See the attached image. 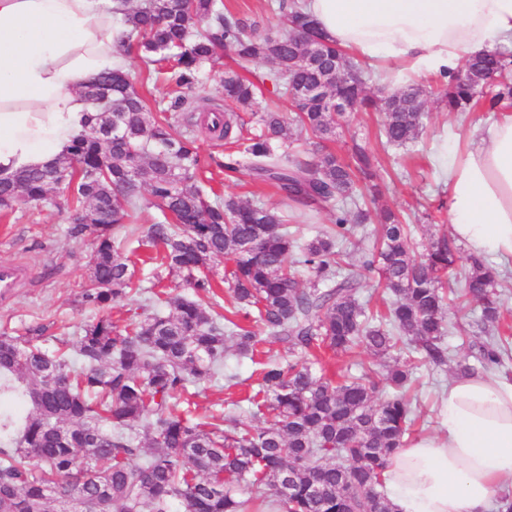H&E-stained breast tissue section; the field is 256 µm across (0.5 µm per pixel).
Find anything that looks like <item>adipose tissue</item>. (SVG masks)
<instances>
[{
  "mask_svg": "<svg viewBox=\"0 0 512 512\" xmlns=\"http://www.w3.org/2000/svg\"><path fill=\"white\" fill-rule=\"evenodd\" d=\"M119 0H0V173L53 163L86 124L80 94L128 67L114 35ZM331 43L377 69L438 76L491 42L512 44V0H303ZM441 161L451 235L476 256H512V113L467 131ZM433 437L408 439L382 479L392 512H489L512 487V376L454 379Z\"/></svg>",
  "mask_w": 512,
  "mask_h": 512,
  "instance_id": "1",
  "label": "adipose tissue"
}]
</instances>
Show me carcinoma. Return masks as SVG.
Here are the masks:
<instances>
[{
    "label": "carcinoma",
    "instance_id": "carcinoma-1",
    "mask_svg": "<svg viewBox=\"0 0 512 512\" xmlns=\"http://www.w3.org/2000/svg\"><path fill=\"white\" fill-rule=\"evenodd\" d=\"M281 28L224 15L223 0H139L124 11L121 47L136 50L147 77L172 87L158 112L148 107L130 73L114 69L83 90L90 106L87 129L75 135L58 162L0 177V206L8 214L21 203L66 192L69 236L90 237V285L82 303L106 309L134 288V272L122 257L117 231L158 211L146 230L154 260L182 278L191 297L165 300L170 312L142 308L119 327L103 315L85 325L72 352H48L41 336H0V512H254L267 495L285 512H390L381 472L403 446L414 421L407 397L413 365L382 362L341 381L316 374L313 365L270 360L250 399L271 416L265 426L236 418L194 415L188 385L216 378L224 368L226 341L254 357L262 334L291 353L315 349L336 355L363 346L376 356L418 355L422 365L443 366L449 296L464 309L480 308L477 364L466 375L502 366L500 352L481 336L499 332L504 303L499 272L470 257L459 272L455 240L432 234L425 258L410 253V228L381 193L358 184L375 178V158L355 143L343 161L315 148L290 151L288 120L273 108L251 128L241 113L252 110L258 85L224 74V110L195 119L203 74L220 52L241 61L268 60L275 95L287 100L295 121L320 141L336 137L349 112L384 114L386 143L416 142L425 126L423 89L409 84L379 96L365 89L363 66L323 39L297 35L308 21L290 0H272ZM112 99V138L98 133L96 101ZM437 95L450 112H498L512 103V50L497 45L442 83ZM224 141L216 165L224 174L247 172L273 183L283 198L310 211L335 212L334 224L299 242L283 212L235 196L210 197L201 189L209 163L199 152L197 130ZM376 212L379 245L361 251L360 267L378 273L394 300L374 314L357 295L359 277L341 274L356 236ZM232 263L227 282L233 309L214 310L210 263ZM308 267L304 288L297 266ZM148 422L152 448L140 446L137 426Z\"/></svg>",
    "mask_w": 512,
    "mask_h": 512
}]
</instances>
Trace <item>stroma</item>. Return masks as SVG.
<instances>
[{
    "instance_id": "obj_1",
    "label": "stroma",
    "mask_w": 512,
    "mask_h": 512,
    "mask_svg": "<svg viewBox=\"0 0 512 512\" xmlns=\"http://www.w3.org/2000/svg\"><path fill=\"white\" fill-rule=\"evenodd\" d=\"M409 78L425 91L428 110L425 129L416 143L382 146L378 138L381 114L356 112L348 125L337 129L335 140L328 142L327 147L345 158L353 144L358 143L374 155L381 176L383 203L416 215L413 254L419 257L430 238L428 221L443 226L449 223L448 212L437 209L446 199L437 157L452 156L459 134L476 124L493 121L494 116L481 111L447 112L432 94L439 84L437 76L411 77L395 63L388 64L382 78H370L366 87L371 92L381 85L389 89L404 85ZM213 177V186L220 194L259 200L282 210L287 207L273 186L255 181L249 175L228 179L217 169ZM68 227L65 214L48 203L22 204L8 215L0 216V267L18 266L26 272L14 296L0 301V334L24 336L38 329L42 332L43 346L52 351L74 346L82 327L96 317V310L83 305L81 298L88 280L85 258L92 249V242L86 237L70 238ZM149 254L147 246L134 243L123 251L139 289L112 306L110 313L117 325H126L132 310L153 304L158 291L174 295L188 292L180 279L169 276L167 270L149 261ZM259 349V354L251 361L229 358L226 375L193 387L192 400L198 417L206 419L233 410L242 420H250L245 403L258 387L263 363L270 359L285 362L292 358L285 344L270 337L265 338ZM417 377L416 421L412 433L432 436L437 432L438 398L455 374L446 366H426L418 371Z\"/></svg>"
}]
</instances>
